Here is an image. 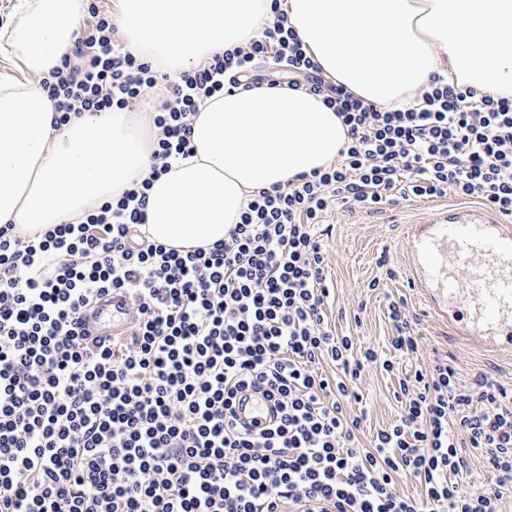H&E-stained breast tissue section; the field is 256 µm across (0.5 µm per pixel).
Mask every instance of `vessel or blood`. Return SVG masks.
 Wrapping results in <instances>:
<instances>
[{
    "label": "vessel or blood",
    "instance_id": "obj_1",
    "mask_svg": "<svg viewBox=\"0 0 512 512\" xmlns=\"http://www.w3.org/2000/svg\"><path fill=\"white\" fill-rule=\"evenodd\" d=\"M399 255L420 300L452 335L493 355L512 357V221L480 206H425L421 221L405 226ZM142 320L138 302L115 291L95 299L81 315L92 338L127 336ZM271 404L243 392L236 416L267 423Z\"/></svg>",
    "mask_w": 512,
    "mask_h": 512
}]
</instances>
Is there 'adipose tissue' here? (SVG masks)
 I'll return each instance as SVG.
<instances>
[{"label":"adipose tissue","instance_id":"obj_1","mask_svg":"<svg viewBox=\"0 0 512 512\" xmlns=\"http://www.w3.org/2000/svg\"><path fill=\"white\" fill-rule=\"evenodd\" d=\"M323 73L384 109L412 102L432 77L512 92V0H282ZM85 0H23L5 33L25 80L0 78V224L46 230L116 198L144 177L153 101L141 112H85L54 127L45 80L74 39ZM268 0H119L117 33L160 70L198 67L249 43ZM347 129L320 96L267 86L213 98L193 121L196 155L154 181L153 240L209 246L250 195L336 161Z\"/></svg>","mask_w":512,"mask_h":512}]
</instances>
